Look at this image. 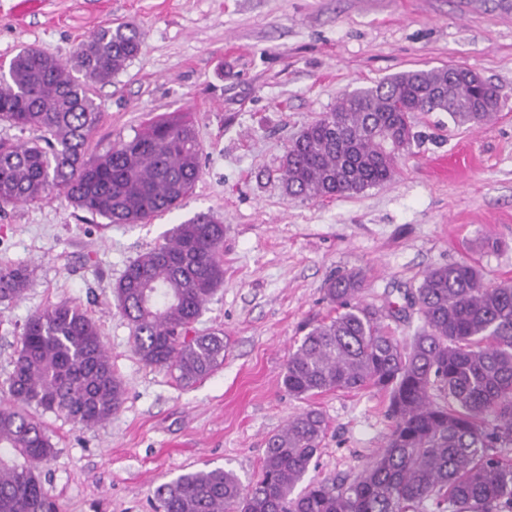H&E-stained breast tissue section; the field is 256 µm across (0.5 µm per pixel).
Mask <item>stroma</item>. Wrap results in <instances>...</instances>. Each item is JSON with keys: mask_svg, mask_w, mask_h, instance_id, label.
Masks as SVG:
<instances>
[{"mask_svg": "<svg viewBox=\"0 0 512 512\" xmlns=\"http://www.w3.org/2000/svg\"><path fill=\"white\" fill-rule=\"evenodd\" d=\"M17 2L0 0V64L24 47L68 58L107 23L142 34L141 54L91 88L102 118L88 157L174 112L202 148L192 193L144 223L109 224L62 196L0 204V268L31 272L23 298L0 305V384L26 319L71 301L96 321L125 387L120 410L92 427L43 414L55 454L40 470L61 512H152L158 484L205 465L249 486L267 439L308 407L327 423L308 478L361 472L387 443V398L335 389L294 399L282 385L288 357L334 317L332 276L361 273L362 300L403 344L419 316L390 307L426 270L466 261L485 283L512 280V0H42L20 16ZM448 64L497 88L487 124L417 113L421 138L391 181L337 199L286 195L289 144L345 92ZM200 213L224 226V282L193 330L223 334L224 362L187 386L134 353L112 289Z\"/></svg>", "mask_w": 512, "mask_h": 512, "instance_id": "35a3bbf8", "label": "stroma"}]
</instances>
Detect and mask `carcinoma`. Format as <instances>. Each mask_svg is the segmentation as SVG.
Listing matches in <instances>:
<instances>
[{"instance_id": "carcinoma-1", "label": "carcinoma", "mask_w": 512, "mask_h": 512, "mask_svg": "<svg viewBox=\"0 0 512 512\" xmlns=\"http://www.w3.org/2000/svg\"><path fill=\"white\" fill-rule=\"evenodd\" d=\"M142 49L137 28L106 23L70 60L26 48L0 72V121L43 132L0 141V203L54 194L110 224H135L179 206L200 176V145L183 117L151 121L94 160L85 146L101 112L90 86L104 84ZM496 88L474 85L455 66L409 70L342 95L309 124L283 161L290 197L359 194L393 178L419 140V112H446L479 127L499 110ZM224 225L207 214L173 228L167 243L131 262L113 294L134 351L193 384L224 362V337L190 335L224 282ZM30 271L0 269V303L20 300ZM357 273L334 277L326 295L336 316L310 329L289 356L282 384L307 400L336 389L388 398L386 447L354 477L301 483L326 434L315 408L272 435L249 488L221 467L178 475L154 490L156 512H512V280L484 283L474 265L427 270L407 301L421 329L403 347L362 302ZM0 401V512H60L39 465L55 452L28 409L83 426L112 418L124 401L99 328L88 311L60 302L27 319Z\"/></svg>"}]
</instances>
